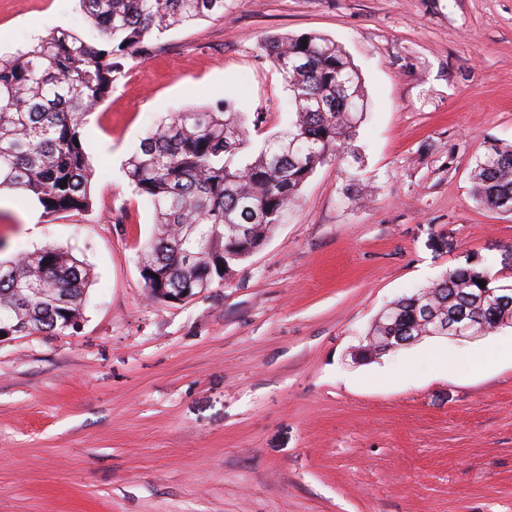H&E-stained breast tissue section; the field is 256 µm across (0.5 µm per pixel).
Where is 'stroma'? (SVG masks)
Instances as JSON below:
<instances>
[{
  "label": "stroma",
  "instance_id": "stroma-1",
  "mask_svg": "<svg viewBox=\"0 0 512 512\" xmlns=\"http://www.w3.org/2000/svg\"><path fill=\"white\" fill-rule=\"evenodd\" d=\"M64 27L78 0H0V52ZM330 37L365 118L221 287L151 299L153 208L124 163L150 125L225 97L288 127L260 44ZM127 61L82 129L92 209L53 221L0 197V256L51 245L93 273L80 329L0 343V512H512V327L426 336L358 363L394 300L479 264L512 282V214L470 172L512 144V0H225ZM453 356V370L437 359Z\"/></svg>",
  "mask_w": 512,
  "mask_h": 512
}]
</instances>
